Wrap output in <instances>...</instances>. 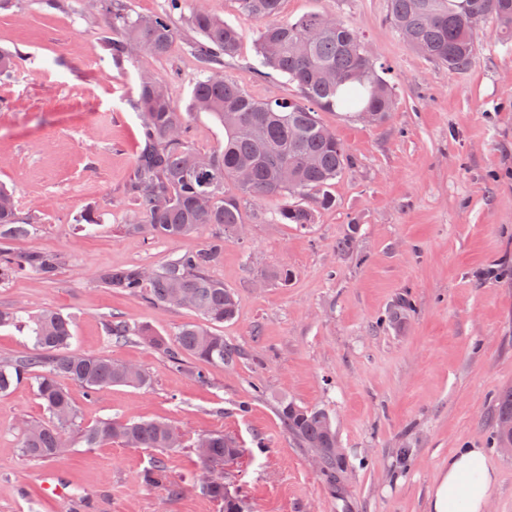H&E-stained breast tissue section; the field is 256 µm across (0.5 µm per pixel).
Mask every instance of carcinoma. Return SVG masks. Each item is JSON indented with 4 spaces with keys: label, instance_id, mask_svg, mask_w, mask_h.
Wrapping results in <instances>:
<instances>
[{
    "label": "carcinoma",
    "instance_id": "cac0c4a2",
    "mask_svg": "<svg viewBox=\"0 0 512 512\" xmlns=\"http://www.w3.org/2000/svg\"><path fill=\"white\" fill-rule=\"evenodd\" d=\"M281 0H239L243 12L260 27L256 56L260 67L287 78L296 85L294 98L257 100L237 83L224 77V58L237 53L238 30L201 5L189 0H168V9L151 15L94 0L93 7L105 17L112 31V57L119 65L134 59L132 46L142 54L163 57L177 35L171 15L190 7L191 28L198 35L191 49L200 63L193 82L188 111L171 98L165 82L142 66L138 75L135 108L141 123L142 145L127 194L133 217L121 230L144 240L176 241L200 233L208 225L223 232L206 247L186 251L156 268L139 265L104 271L99 282L138 296L153 306L191 308L211 325L233 319L237 311L234 293L211 275V267L245 224L244 199L282 197L311 193L315 207L328 208L335 200L330 186L348 165V154L336 133L327 128L319 112L343 108L383 122L394 110L395 88L383 76L384 65L368 51L363 37L338 20L324 23V14L310 13L295 21L278 19ZM389 18L423 56L448 68L465 70L477 50L478 32L493 19L502 40L512 43V0H388ZM205 112L224 126V147L201 153L189 144L190 118ZM231 183L237 193L224 191ZM280 224L306 228L314 223V207L285 204L276 215ZM31 221L22 214L15 191L0 185V238L22 239ZM59 268L54 253L30 251L16 254L0 245V280L17 271H27L51 281ZM73 321L51 309L30 317L29 331L35 353L20 359L0 360V393L24 382L36 385L49 420L25 424L20 448L33 459H61L69 449L61 444L95 448L118 443L126 448H151L160 453L143 474V481L165 489L169 498L183 494L182 484L169 478L164 456L172 447L170 438L180 435L166 421H119L102 419L77 432L72 426L77 413L68 384L78 383L90 393L113 385L147 386L148 375L138 366L110 356L84 355L71 349ZM117 338L135 336L162 349L179 363L188 354L199 361L222 365L239 355L236 345L200 325L187 324L176 333L174 345L148 326L131 327L122 321L108 324ZM496 439H511L499 422L512 418V390L501 393L495 405ZM283 424L303 447L322 455L327 469L336 468L328 449L336 447V430L326 424L328 414L283 400L278 406ZM199 475L214 465L239 455L234 439L222 434H204L193 440ZM219 502L223 512H237L238 497L228 496L224 479L204 488Z\"/></svg>",
    "mask_w": 512,
    "mask_h": 512
}]
</instances>
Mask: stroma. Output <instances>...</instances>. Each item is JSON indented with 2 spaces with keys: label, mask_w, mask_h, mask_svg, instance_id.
I'll use <instances>...</instances> for the list:
<instances>
[{
  "label": "stroma",
  "mask_w": 512,
  "mask_h": 512,
  "mask_svg": "<svg viewBox=\"0 0 512 512\" xmlns=\"http://www.w3.org/2000/svg\"><path fill=\"white\" fill-rule=\"evenodd\" d=\"M84 4L12 0L0 11V48L19 55L0 76V185L38 218L11 246L59 258L53 281L29 272L0 281V309L68 314L74 349L136 364L150 378L145 388L94 394L70 384L78 424L160 419L189 441L235 438L241 454L220 471L247 512H429L449 455L471 444L487 449L497 471L488 512H512V455L494 440L495 400L512 389V45L499 43L495 22L482 25L470 67L451 72L407 44L388 0H282L281 19L323 12L360 31L389 67L396 108L380 125L321 113L352 163L331 188L335 205L316 210L309 229L275 223L281 199L245 201L244 230L211 269L238 302L216 331L241 355L224 366L186 355L176 365L136 337L109 336L106 324L146 325L171 340L200 316L101 287L99 275L163 264L207 245L216 228L148 242L120 231L141 143L137 66L114 64L112 33ZM206 5L241 36L225 77L257 99L296 95L286 77L257 71L258 24L238 0ZM173 23L177 36L152 70L185 109L196 35L187 14ZM90 210L103 221L87 228L80 219ZM282 266L285 284L271 277ZM284 400L329 414L344 452L335 484L285 429ZM47 418L35 385L0 393V512H221L196 486L188 447L166 456L186 487L176 499L143 482L155 457L148 448L26 456L23 423ZM53 473L64 495L46 493Z\"/></svg>",
  "instance_id": "obj_1"
}]
</instances>
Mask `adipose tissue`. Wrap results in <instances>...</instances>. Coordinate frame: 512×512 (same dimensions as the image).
Instances as JSON below:
<instances>
[{"label":"adipose tissue","mask_w":512,"mask_h":512,"mask_svg":"<svg viewBox=\"0 0 512 512\" xmlns=\"http://www.w3.org/2000/svg\"><path fill=\"white\" fill-rule=\"evenodd\" d=\"M497 472L483 448L457 449L433 489L431 512H485Z\"/></svg>","instance_id":"adipose-tissue-1"}]
</instances>
